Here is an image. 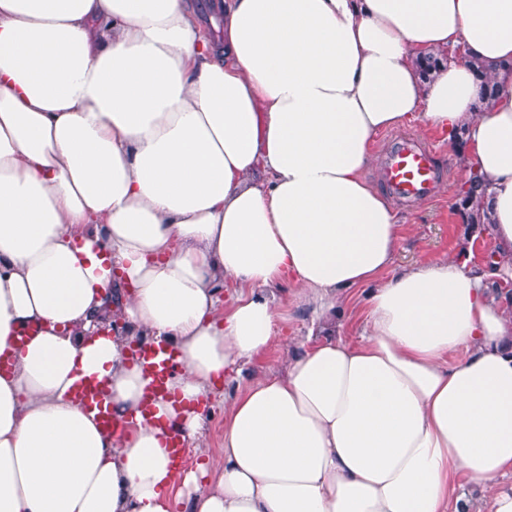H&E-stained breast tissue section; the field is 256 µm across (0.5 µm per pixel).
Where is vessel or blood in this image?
Listing matches in <instances>:
<instances>
[{
    "mask_svg": "<svg viewBox=\"0 0 512 512\" xmlns=\"http://www.w3.org/2000/svg\"><path fill=\"white\" fill-rule=\"evenodd\" d=\"M437 150L430 145H418L408 140H398L388 149L384 166V183L387 190L399 200L412 203L434 198L438 169ZM140 363L149 378L150 395L166 392V383L175 365L172 350L157 344L139 353ZM74 398L83 407L95 412L105 432H113L116 422L97 382L84 381L77 385Z\"/></svg>",
    "mask_w": 512,
    "mask_h": 512,
    "instance_id": "vessel-or-blood-1",
    "label": "vessel or blood"
}]
</instances>
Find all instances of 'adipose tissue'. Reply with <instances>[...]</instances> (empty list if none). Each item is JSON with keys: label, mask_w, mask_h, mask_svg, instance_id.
Listing matches in <instances>:
<instances>
[{"label": "adipose tissue", "mask_w": 512, "mask_h": 512, "mask_svg": "<svg viewBox=\"0 0 512 512\" xmlns=\"http://www.w3.org/2000/svg\"><path fill=\"white\" fill-rule=\"evenodd\" d=\"M214 8L217 43L190 0H0V512H472L465 484L512 512V0ZM415 120L488 183L490 262L393 270L368 171ZM286 282L324 313L366 289L359 340L280 343ZM134 342L176 364L150 420ZM221 381L222 459L174 470ZM280 358V350L275 347L268 355L255 359L248 364L243 371L240 384L242 386L257 380L266 373L271 365L277 364ZM74 398L83 407L95 412L99 424L106 433H112L116 428V422L112 418V410L99 388V384L93 380L80 382L75 390Z\"/></svg>", "instance_id": "1"}]
</instances>
